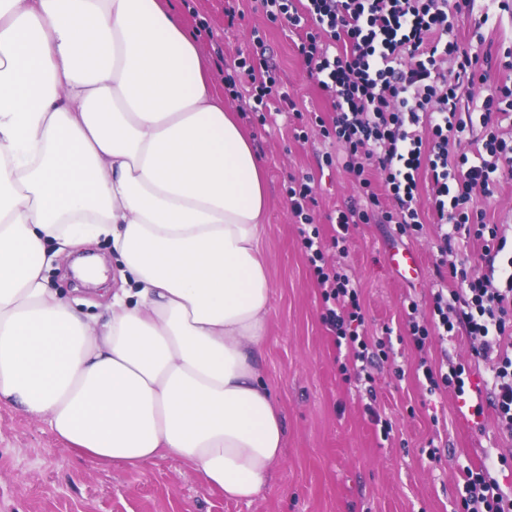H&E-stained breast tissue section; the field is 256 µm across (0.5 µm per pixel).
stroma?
I'll use <instances>...</instances> for the list:
<instances>
[{"label":"stroma","instance_id":"stroma-1","mask_svg":"<svg viewBox=\"0 0 512 512\" xmlns=\"http://www.w3.org/2000/svg\"><path fill=\"white\" fill-rule=\"evenodd\" d=\"M170 3L195 35L217 93H224L237 58L261 57L279 76L281 92L332 121V100L309 77L297 32L269 19L259 0H240L242 15L231 23L224 0ZM475 9L490 11L491 24L478 31L470 19L456 18L449 41L479 54L512 46V8L477 0ZM237 122L264 159L268 192L263 248L274 288L259 372L283 415L284 448L263 492L249 502L227 499L168 457L137 468L96 463L68 449L47 423L0 405V512H461L464 470L483 464L512 492V439L499 431L492 408L479 417L471 412L487 371L474 366L469 340L460 336L427 351L434 360L469 365L459 396L449 389L429 393L415 375L418 352L400 339L408 331L406 298L418 302L419 322L429 318L439 284L434 226L417 237L376 220L353 227L345 262L361 287L365 329L373 336L388 325L396 337L369 381H345L286 189L292 174L312 177L313 226L327 242L335 234L333 216L359 200V186L352 173L327 165L329 146L318 130H310L308 141L295 138L296 120L283 103L267 117L250 114ZM398 248L418 254V279L405 280L388 267L387 253ZM380 418L390 423L389 434L377 426Z\"/></svg>","mask_w":512,"mask_h":512}]
</instances>
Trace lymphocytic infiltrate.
Wrapping results in <instances>:
<instances>
[{
    "mask_svg": "<svg viewBox=\"0 0 512 512\" xmlns=\"http://www.w3.org/2000/svg\"><path fill=\"white\" fill-rule=\"evenodd\" d=\"M271 19H283L302 31L299 53L310 75L327 91L336 115L324 128L344 149L345 168L366 199L339 211L332 245L346 254L352 226L374 215L396 225L400 234L422 232L420 200L439 234L438 269L455 285L433 297L428 324L417 319L409 302V340L425 350L432 340L447 341L465 331L476 356L495 357L492 404L499 427L512 433V353L502 349L512 338V252L499 225L487 223L475 209L477 197H492L501 176L512 171V140L503 134L512 124V83L487 85L477 57L448 39L454 20L474 12V0H261ZM249 78L237 91L242 112L263 111L278 93L268 65L238 59ZM486 84L479 110L468 105L476 83ZM381 188H374L373 176ZM307 261L322 289L324 323L334 333L342 374L365 370L374 360L373 345L362 332L365 317L360 287L345 268L326 267L318 231L302 232ZM482 244L484 269L449 263L456 243ZM463 512H512L488 467L466 469Z\"/></svg>",
    "mask_w": 512,
    "mask_h": 512,
    "instance_id": "obj_1",
    "label": "lymphocytic infiltrate"
}]
</instances>
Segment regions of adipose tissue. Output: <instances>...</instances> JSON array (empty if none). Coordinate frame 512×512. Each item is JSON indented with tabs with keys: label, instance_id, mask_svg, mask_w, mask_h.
<instances>
[{
	"label": "adipose tissue",
	"instance_id": "obj_1",
	"mask_svg": "<svg viewBox=\"0 0 512 512\" xmlns=\"http://www.w3.org/2000/svg\"><path fill=\"white\" fill-rule=\"evenodd\" d=\"M267 204L167 0H0V404L93 461L260 494L284 439L257 373ZM98 240L121 286L89 319L47 274Z\"/></svg>",
	"mask_w": 512,
	"mask_h": 512
}]
</instances>
